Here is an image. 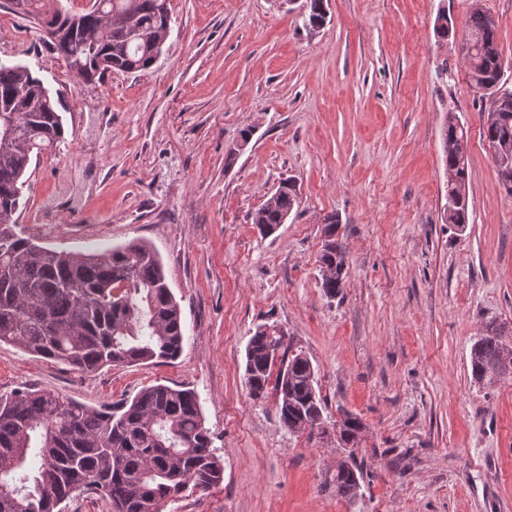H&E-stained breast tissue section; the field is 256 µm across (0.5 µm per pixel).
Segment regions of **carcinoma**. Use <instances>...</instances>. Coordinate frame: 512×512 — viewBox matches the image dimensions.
<instances>
[{
    "label": "carcinoma",
    "mask_w": 512,
    "mask_h": 512,
    "mask_svg": "<svg viewBox=\"0 0 512 512\" xmlns=\"http://www.w3.org/2000/svg\"><path fill=\"white\" fill-rule=\"evenodd\" d=\"M23 0L13 12L38 21L45 42L83 82L112 71L146 70L155 63L150 43L170 25L169 0H89L81 14L39 11ZM326 19L324 0H308L306 23ZM472 44L463 47L474 88L490 101L484 137L492 149L501 190L512 197V90L504 87L497 24L477 7L470 15ZM457 115L443 122L448 181L445 222L469 223L468 159L460 155ZM57 103L43 81L22 65L0 61V343L56 359L80 373L105 366L177 359L183 349L182 310L150 243L134 240L97 253L47 249L15 231L13 215L31 153L63 141ZM293 185L284 184L257 210L263 232L284 223L294 208ZM321 288L329 297L345 286V251L336 241L339 219H324ZM504 346L490 328L471 350L472 374L482 379L500 362ZM251 399L278 398L279 420L290 433L324 424L311 360L293 353L274 326H260L245 353ZM360 468L336 470V495L351 502ZM224 480L197 394L183 386L143 388L117 410L93 408L59 394L20 389L0 395V512H61L77 491L107 498L112 512H158L186 492Z\"/></svg>",
    "instance_id": "1"
}]
</instances>
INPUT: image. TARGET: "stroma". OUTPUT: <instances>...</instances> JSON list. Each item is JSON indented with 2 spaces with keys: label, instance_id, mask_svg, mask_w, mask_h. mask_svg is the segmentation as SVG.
<instances>
[{
  "label": "stroma",
  "instance_id": "35a3bbf8",
  "mask_svg": "<svg viewBox=\"0 0 512 512\" xmlns=\"http://www.w3.org/2000/svg\"><path fill=\"white\" fill-rule=\"evenodd\" d=\"M477 3L512 77V0H325L315 31L278 0H170L155 64L87 84L0 0V60L43 80L65 126L30 160L17 231L65 252L150 242L185 326L177 360L90 374L1 343L0 394L99 407L193 389L224 480L162 512H512V375L486 384L470 364L487 325L512 350V197L462 51ZM450 107L467 138L461 232L443 221ZM288 180L293 210L260 234L256 210ZM329 214L346 252L333 297ZM264 324L310 358L326 431L289 433L276 397H249L245 351ZM348 414L362 424L352 450L337 443ZM350 455L352 502L333 481ZM324 241L321 247L320 261L323 267L321 288L324 293L333 297L345 286V251L341 243L336 241V226L339 219L335 214L324 219Z\"/></svg>",
  "mask_w": 512,
  "mask_h": 512
}]
</instances>
